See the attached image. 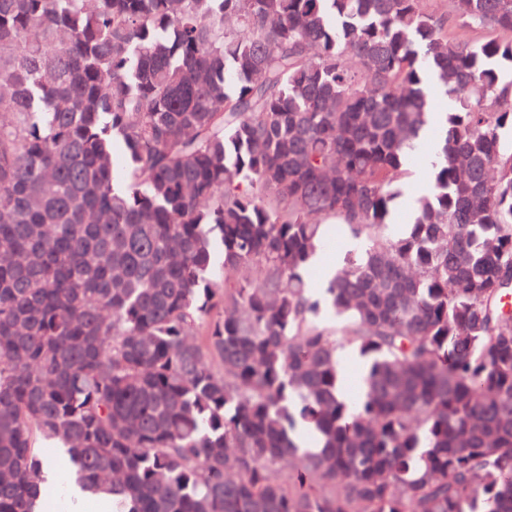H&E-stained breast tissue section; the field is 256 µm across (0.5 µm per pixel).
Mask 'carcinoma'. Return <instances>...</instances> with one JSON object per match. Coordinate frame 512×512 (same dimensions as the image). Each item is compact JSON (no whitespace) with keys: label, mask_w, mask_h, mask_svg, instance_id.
<instances>
[{"label":"carcinoma","mask_w":512,"mask_h":512,"mask_svg":"<svg viewBox=\"0 0 512 512\" xmlns=\"http://www.w3.org/2000/svg\"><path fill=\"white\" fill-rule=\"evenodd\" d=\"M506 70L512 0H0V512L46 442L112 512H512ZM421 160L416 158L414 163V167L411 169L410 173L400 179L398 182V188L400 189V195L398 199L395 201V219L394 224H389L386 230V233L390 236H397L410 228V224H408L412 218L413 208L410 210L407 198L411 194H415L418 192L426 191L428 187V181L424 178L419 181L413 183L411 194L407 190L408 186L411 182V177L414 173V168L420 166ZM398 222V224L396 223Z\"/></svg>","instance_id":"1"}]
</instances>
